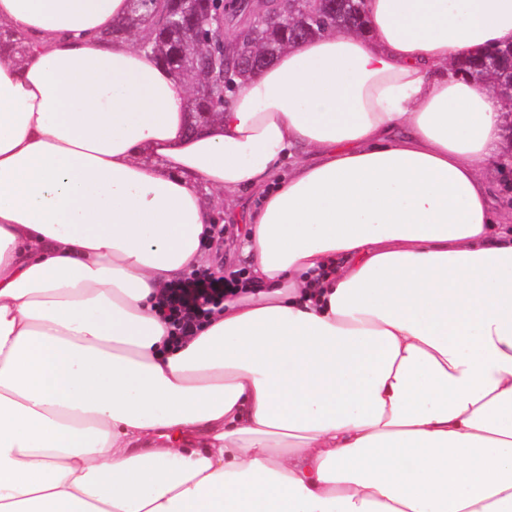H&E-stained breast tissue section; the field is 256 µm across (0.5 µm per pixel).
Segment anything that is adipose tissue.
Here are the masks:
<instances>
[{
    "mask_svg": "<svg viewBox=\"0 0 512 512\" xmlns=\"http://www.w3.org/2000/svg\"><path fill=\"white\" fill-rule=\"evenodd\" d=\"M362 10L196 127L129 0H0V512H512V108L459 67L512 0ZM247 203V205H246ZM257 199H245L242 204L229 209L225 208L224 216H220L217 226H224V238L218 242L210 244V260L220 267H244L247 258L242 254L237 245L236 229L243 224L244 213L248 208L256 206ZM247 206V208H245ZM223 223V224H221ZM209 246V247H210ZM244 284L245 280H224L194 271L165 291L158 301L159 312L176 336H193L213 309L224 303V294Z\"/></svg>",
    "mask_w": 512,
    "mask_h": 512,
    "instance_id": "1",
    "label": "adipose tissue"
}]
</instances>
